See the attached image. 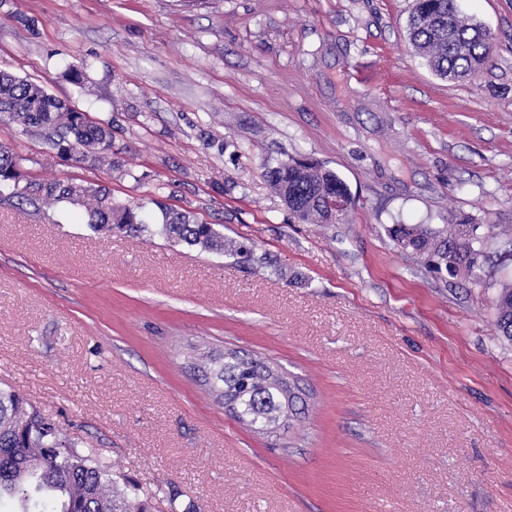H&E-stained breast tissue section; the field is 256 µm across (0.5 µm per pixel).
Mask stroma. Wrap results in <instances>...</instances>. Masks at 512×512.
Returning <instances> with one entry per match:
<instances>
[{
    "mask_svg": "<svg viewBox=\"0 0 512 512\" xmlns=\"http://www.w3.org/2000/svg\"><path fill=\"white\" fill-rule=\"evenodd\" d=\"M494 40L448 81L410 45L411 0H0V70L110 123L74 166L0 116L25 180L217 225L254 259L89 229L0 189V388L177 512H512V343L485 285L402 253L394 224L512 227V0H457ZM83 71L82 85L64 72ZM337 173L347 222L298 219L265 165ZM234 349L306 392L277 435L190 367Z\"/></svg>",
    "mask_w": 512,
    "mask_h": 512,
    "instance_id": "stroma-1",
    "label": "stroma"
}]
</instances>
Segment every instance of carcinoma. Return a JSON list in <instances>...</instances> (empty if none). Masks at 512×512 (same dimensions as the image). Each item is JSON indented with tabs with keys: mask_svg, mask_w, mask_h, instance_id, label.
I'll list each match as a JSON object with an SVG mask.
<instances>
[{
	"mask_svg": "<svg viewBox=\"0 0 512 512\" xmlns=\"http://www.w3.org/2000/svg\"><path fill=\"white\" fill-rule=\"evenodd\" d=\"M408 39L418 55L437 76L454 80L474 77L490 52L487 32L477 23L459 16L456 0H413ZM0 113H6L26 128H34L74 164L101 161L112 142V129L96 123L74 106L48 93L29 79L0 72ZM271 187L300 219L317 217L326 224H340L347 213L336 217L323 201L326 196H344L347 185L333 171L315 163L308 166L278 163L267 170ZM19 159L0 146V187L31 201L68 200L83 206L90 226L109 234L148 231L138 207L110 203L103 188L71 180L22 183ZM158 233L167 240L253 260V252L240 243L224 239L214 225L199 223L173 210H162ZM495 225L393 224L392 241L402 251L424 260L431 271L452 277L465 275L483 283L486 262L484 244L494 236ZM496 326L501 338L512 342V286L504 285L495 297ZM215 400L234 407L233 417L264 434H272L300 414L297 404L282 401L273 384V367L265 362L227 350L203 356L197 364ZM44 416L15 392L0 390V501L15 500L17 512H48L46 501L60 503L58 512H154L155 502L173 503L174 498L156 488L146 489L110 471L94 448L80 453L60 433L41 424ZM54 452L46 453L44 449Z\"/></svg>",
	"mask_w": 512,
	"mask_h": 512,
	"instance_id": "cac0c4a2",
	"label": "carcinoma"
}]
</instances>
